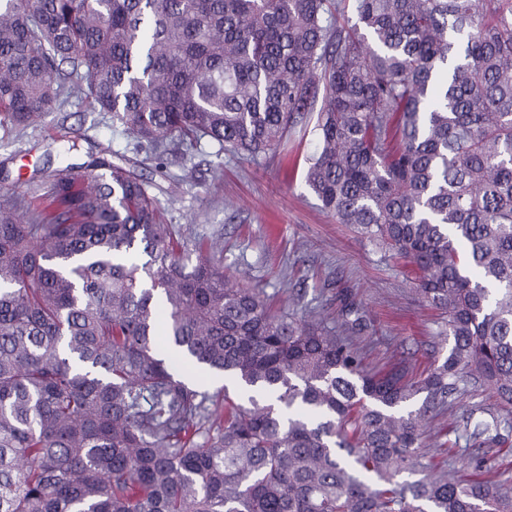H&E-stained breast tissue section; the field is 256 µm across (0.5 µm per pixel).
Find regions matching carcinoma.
Returning <instances> with one entry per match:
<instances>
[{"label": "carcinoma", "mask_w": 512, "mask_h": 512, "mask_svg": "<svg viewBox=\"0 0 512 512\" xmlns=\"http://www.w3.org/2000/svg\"><path fill=\"white\" fill-rule=\"evenodd\" d=\"M65 95L159 161H255L322 99L307 185L417 268L451 347L373 372L353 297L275 314L133 171L68 165L0 195V512H512L425 453L470 390L512 405V0H0V120ZM511 437L476 406L453 446Z\"/></svg>", "instance_id": "cac0c4a2"}]
</instances>
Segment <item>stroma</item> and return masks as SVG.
I'll return each instance as SVG.
<instances>
[{
    "mask_svg": "<svg viewBox=\"0 0 512 512\" xmlns=\"http://www.w3.org/2000/svg\"><path fill=\"white\" fill-rule=\"evenodd\" d=\"M73 140L78 148L71 152ZM101 150L135 162L152 183L166 223L192 239L221 237L225 274L263 292L275 311H286L296 295L332 309L337 293L351 292L371 321L362 343L368 368L386 371L403 361L420 373L448 352L440 310L410 289L415 269L338 223L307 186L313 133L292 130L286 149L255 163L217 153L204 142L191 161L172 155L160 165L136 150L109 113L72 97L22 132L0 127V193L26 194L29 179L85 162ZM429 446L431 463L453 464L462 477L472 473L469 458L481 457L512 478V450L449 449L435 439Z\"/></svg>",
    "mask_w": 512,
    "mask_h": 512,
    "instance_id": "obj_1",
    "label": "stroma"
}]
</instances>
